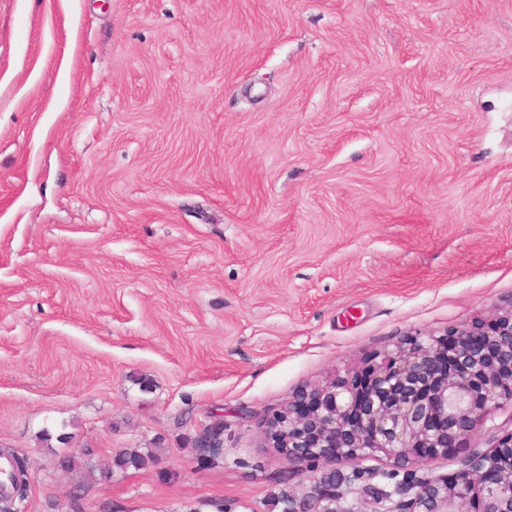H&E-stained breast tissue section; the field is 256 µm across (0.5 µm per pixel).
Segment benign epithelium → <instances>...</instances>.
I'll use <instances>...</instances> for the list:
<instances>
[{
	"label": "benign epithelium",
	"instance_id": "7a95c632",
	"mask_svg": "<svg viewBox=\"0 0 512 512\" xmlns=\"http://www.w3.org/2000/svg\"><path fill=\"white\" fill-rule=\"evenodd\" d=\"M512 405V306L440 335L419 336L363 367L303 392L268 422L284 472L309 474L308 512L328 494L336 512L363 493L358 464L385 456L391 469L369 512H512V432L463 467L436 475L430 460L466 449L493 410ZM353 467L327 488L320 464Z\"/></svg>",
	"mask_w": 512,
	"mask_h": 512
}]
</instances>
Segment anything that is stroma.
Wrapping results in <instances>:
<instances>
[{"instance_id":"1","label":"stroma","mask_w":512,"mask_h":512,"mask_svg":"<svg viewBox=\"0 0 512 512\" xmlns=\"http://www.w3.org/2000/svg\"><path fill=\"white\" fill-rule=\"evenodd\" d=\"M509 305L512 0H0L15 512H282L267 418ZM223 435H224V420L223 419H216L213 423L206 426L203 431L200 433L197 442L199 443V446L202 445V447L205 446L208 440H220V445H207L204 448V454L201 457V463L206 465L208 460L210 459L209 451L211 449H220L222 451L223 448Z\"/></svg>"}]
</instances>
